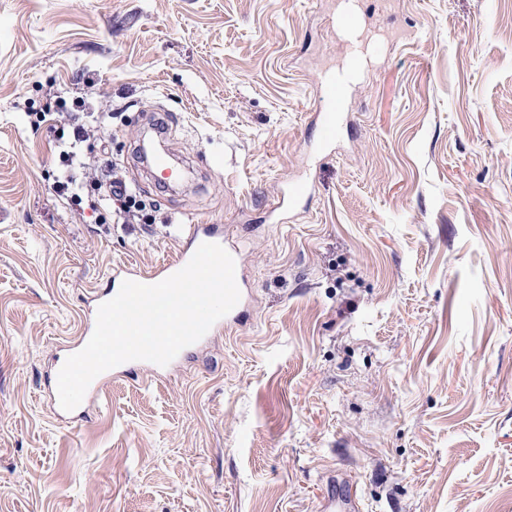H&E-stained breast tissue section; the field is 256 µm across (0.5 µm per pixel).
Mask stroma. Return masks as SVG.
<instances>
[{
    "instance_id": "1",
    "label": "stroma",
    "mask_w": 512,
    "mask_h": 512,
    "mask_svg": "<svg viewBox=\"0 0 512 512\" xmlns=\"http://www.w3.org/2000/svg\"><path fill=\"white\" fill-rule=\"evenodd\" d=\"M319 0H0V512H512V0H376L330 154ZM145 224L55 195L64 91ZM188 176L139 155L153 117ZM313 191L277 209L289 181ZM241 322L60 416L56 360L186 225ZM120 288L118 289H115V290H110L108 293H106L105 295L101 296V297H98L96 299L93 300L94 304L92 305L91 309H90V316H89V321L87 323V325L85 326L84 330H83V333L82 335L79 337L77 343L63 356L62 358V361H63V364H64V361L66 360V358L73 354V353H76L78 351H80L86 344L87 342L89 341L90 337L92 336L93 334V331L95 329V323H96V314H97V310H98V307L112 299L113 297H115L118 293ZM62 364V365H63ZM61 365V367H62ZM60 368H58L57 372H56V375H55V379H54V385L51 389V401H52V404L55 408V410L58 412V413H63V414H71L73 413L74 411H76L79 406L82 404H80L76 409H74L73 411H70V412H67L65 410H63L59 404V400H58V395H57V378H58V373L60 371Z\"/></svg>"
}]
</instances>
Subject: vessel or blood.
Masks as SVG:
<instances>
[{
  "mask_svg": "<svg viewBox=\"0 0 512 512\" xmlns=\"http://www.w3.org/2000/svg\"><path fill=\"white\" fill-rule=\"evenodd\" d=\"M333 29L339 39L336 53L343 61L338 74L333 76L320 75L314 80V88L322 103L318 115L320 121V151H328L336 138L339 113L343 108L346 88L364 65L365 54L356 34L364 25L363 17L356 0H347L344 7L337 9L330 17ZM224 235L218 226L213 224L190 225L185 246L176 258L161 264L154 271L135 275V282L142 284L157 283L184 267L195 250L204 243L223 244Z\"/></svg>",
  "mask_w": 512,
  "mask_h": 512,
  "instance_id": "b4317fda",
  "label": "vessel or blood"
}]
</instances>
